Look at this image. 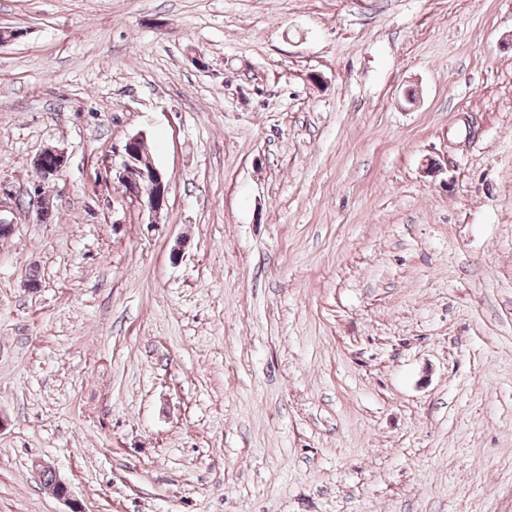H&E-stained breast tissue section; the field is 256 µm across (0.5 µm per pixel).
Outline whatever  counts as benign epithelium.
<instances>
[{"mask_svg":"<svg viewBox=\"0 0 512 512\" xmlns=\"http://www.w3.org/2000/svg\"><path fill=\"white\" fill-rule=\"evenodd\" d=\"M147 154L146 137L138 133L129 137L121 152V163L112 169V179L118 181L132 202L146 209L151 216L159 215L168 203L169 182ZM45 181L58 177L67 163L66 152L56 147L42 149L33 160Z\"/></svg>","mask_w":512,"mask_h":512,"instance_id":"obj_1","label":"benign epithelium"}]
</instances>
